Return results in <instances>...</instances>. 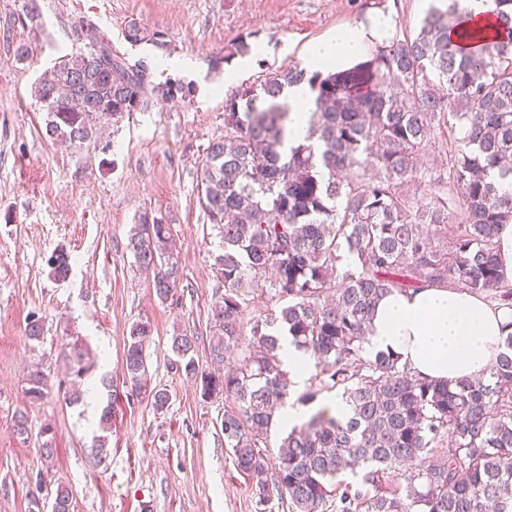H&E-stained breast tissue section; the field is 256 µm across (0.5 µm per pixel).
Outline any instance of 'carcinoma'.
<instances>
[{"instance_id":"cac0c4a2","label":"carcinoma","mask_w":512,"mask_h":512,"mask_svg":"<svg viewBox=\"0 0 512 512\" xmlns=\"http://www.w3.org/2000/svg\"><path fill=\"white\" fill-rule=\"evenodd\" d=\"M482 2L493 6L491 32L459 29L468 8L448 0L430 6L414 36L384 40L347 70L324 75L294 63L225 100V134L207 148L201 204L224 250L211 356L236 358L223 372H201L192 337L173 336L170 350L175 369L201 379L205 397L234 399L224 410V446L251 481L257 512H274L275 501L288 512H512V320L486 383H436L392 352L364 348L376 304L395 291L444 283L512 312L499 251L501 228L512 223V192L502 188L512 180V0ZM71 37L74 51L34 88L54 141L85 144L152 93L182 102L196 93L180 78L153 84L147 65L128 64L90 21L74 25ZM125 39L167 48L162 31L131 26ZM249 39L225 45L216 64L251 54ZM302 82L314 109L305 142L290 147L282 92ZM448 127L461 132L448 166L420 164L421 151ZM422 183L431 190L414 207L403 187ZM459 207L465 223H448ZM170 240L160 218L142 219L129 234L135 263L153 273L161 300L177 280ZM346 254L354 266L342 267ZM47 265L64 279L70 256L57 249ZM255 293L280 308L245 323ZM153 333L146 319L131 325L122 371L131 392L158 411L169 394L150 386ZM283 333L316 370L298 401L335 391L349 412L342 420L315 412L281 438L270 460L260 443L295 387L279 356ZM66 349L75 378L97 367L85 343ZM27 384L39 399L47 379L35 368ZM111 429L109 404L93 458L103 459ZM51 512H72L62 484Z\"/></svg>"}]
</instances>
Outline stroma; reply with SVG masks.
Instances as JSON below:
<instances>
[{
    "label": "stroma",
    "instance_id": "1",
    "mask_svg": "<svg viewBox=\"0 0 512 512\" xmlns=\"http://www.w3.org/2000/svg\"><path fill=\"white\" fill-rule=\"evenodd\" d=\"M38 0L36 27L6 29L24 0H0V512H32L51 501L58 485L75 512H256L249 482L224 446L222 420L232 399L202 396L200 383L169 367L172 336L196 341L200 370L212 368L213 303L224 294L216 258L222 252L198 197L206 149L224 135L226 44L252 34L241 82L301 61L306 48L371 12L393 17L397 35L415 32L426 0ZM91 19L128 63L145 62L153 83L173 72L169 59H190L185 80L192 101L149 98L141 110L104 125L99 137L65 147L45 135L35 82L71 53L73 21ZM167 35L168 51L125 41L129 26ZM25 46L26 57L16 49ZM169 224L176 242L177 287L159 299L152 277L138 271L127 249L142 217ZM66 249L71 272L49 277L46 261ZM43 320L41 341L27 337L30 316ZM141 318L154 326L148 348L151 383L166 389L155 410L122 380L124 340ZM85 341L112 374L114 415L108 453L89 461L99 404L67 405L71 377L66 343ZM40 367L49 387L42 399L27 393L26 375ZM29 434L14 431L17 415ZM56 452L40 453L43 427Z\"/></svg>",
    "mask_w": 512,
    "mask_h": 512
}]
</instances>
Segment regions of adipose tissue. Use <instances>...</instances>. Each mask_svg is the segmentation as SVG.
<instances>
[{
	"label": "adipose tissue",
	"mask_w": 512,
	"mask_h": 512,
	"mask_svg": "<svg viewBox=\"0 0 512 512\" xmlns=\"http://www.w3.org/2000/svg\"><path fill=\"white\" fill-rule=\"evenodd\" d=\"M392 27L390 15L378 14L337 30L309 45L301 66L323 73L351 67L362 61L368 44L387 37ZM283 99L291 112L288 142L302 143L313 102L308 84L288 87ZM508 318L482 295L447 286L408 295L395 292L377 304L364 347L373 354L394 352L411 371L430 379H485L502 350V326Z\"/></svg>",
	"instance_id": "1"
}]
</instances>
